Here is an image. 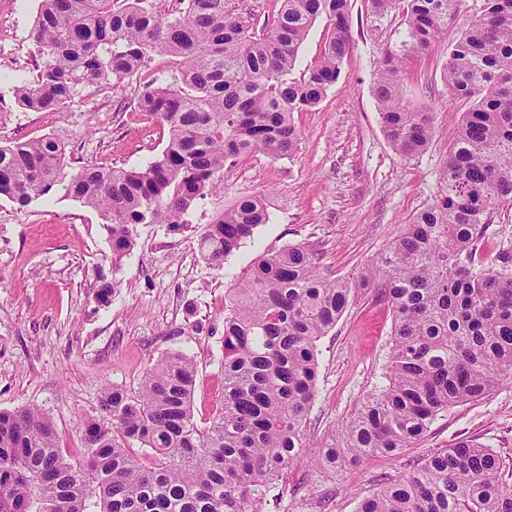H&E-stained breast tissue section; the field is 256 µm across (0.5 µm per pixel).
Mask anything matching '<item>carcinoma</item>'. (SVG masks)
<instances>
[{"label":"carcinoma","mask_w":512,"mask_h":512,"mask_svg":"<svg viewBox=\"0 0 512 512\" xmlns=\"http://www.w3.org/2000/svg\"><path fill=\"white\" fill-rule=\"evenodd\" d=\"M229 2L41 0L32 38L45 61L12 88L15 103L57 112L80 88L119 85L163 56L173 81L148 80L135 100L168 126V141L144 167L86 165L74 174L58 136L0 146V197L24 208L62 187L100 213L117 264L136 225L182 223L196 199L220 189L226 163L256 151L293 155L294 113L319 104L341 77L349 0H281L259 33ZM368 2L373 22L393 14L404 26V40L383 52L374 95L387 139L411 156L428 147L433 127L404 99L405 61L448 33L464 0ZM322 16L323 48L299 74V48ZM444 80L468 107L441 197L376 263L336 278L300 245L257 258L225 301L223 400L204 427L192 408L195 366L181 352L147 371L137 390L105 392L76 458L63 453L42 410H1L0 512H261L311 447L316 343L365 288L393 316L388 382L318 446L316 467L334 473L365 456L397 455L439 413L511 378L512 244L486 262L473 251L491 210L512 208V0H481L448 47ZM268 221L258 197L238 198L198 239L201 257L223 264ZM500 470L491 449L459 442L388 481L358 512H512Z\"/></svg>","instance_id":"obj_1"}]
</instances>
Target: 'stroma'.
<instances>
[{
  "label": "stroma",
  "instance_id": "obj_1",
  "mask_svg": "<svg viewBox=\"0 0 512 512\" xmlns=\"http://www.w3.org/2000/svg\"><path fill=\"white\" fill-rule=\"evenodd\" d=\"M40 0H0V98L41 58L31 39ZM367 0H350L352 50L322 102L294 115L295 155L257 152L224 168V190L198 199L179 227L139 224L120 265L112 263L100 215L56 190L26 208L0 198V410L36 407L53 419L68 455L81 427L98 416L105 389L137 390L144 374L173 352L196 364L195 418L208 424L224 385V299L260 255L292 245L315 251L324 273L349 276L376 262L404 224L435 203L464 105L442 73L445 45L412 55L407 101L432 115L433 138L405 157L390 145L373 94L382 52L398 20L375 28ZM169 74L157 57L123 84L84 86L59 112L13 106L0 116V145L62 136L71 170L84 165L138 167L158 159L166 126L134 107L136 85ZM242 196H256L270 219L225 258L209 265L197 239ZM114 282L98 302L99 278ZM392 314L361 291L317 343V393L307 432L315 443L341 429L359 401L389 371ZM492 449L512 484V379L487 397L438 414L416 445L395 456L371 455L333 474L302 466L278 486L262 512H357L363 498L426 456L459 441Z\"/></svg>",
  "mask_w": 512,
  "mask_h": 512
}]
</instances>
